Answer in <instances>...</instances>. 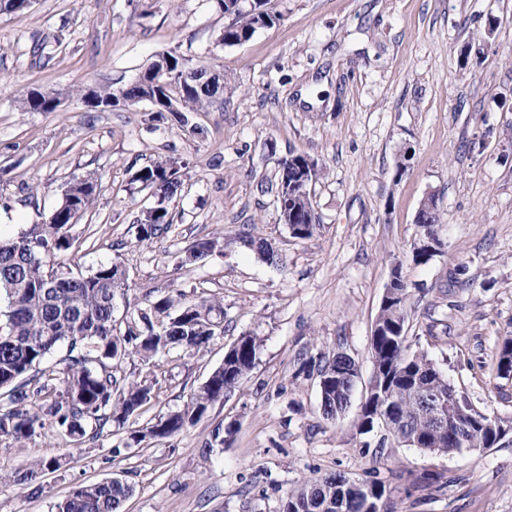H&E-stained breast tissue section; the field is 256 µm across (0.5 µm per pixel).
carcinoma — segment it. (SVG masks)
I'll list each match as a JSON object with an SVG mask.
<instances>
[{
  "label": "carcinoma",
  "instance_id": "cac0c4a2",
  "mask_svg": "<svg viewBox=\"0 0 512 512\" xmlns=\"http://www.w3.org/2000/svg\"><path fill=\"white\" fill-rule=\"evenodd\" d=\"M266 3L251 0L245 9L241 0H216L220 11L231 17L221 41L240 37L248 40L258 28L273 25L277 17L265 9ZM169 57L172 73L159 78L166 87L158 88L153 111H167V101L172 97L178 111L198 112L217 97L218 89L206 83L203 76L188 89L175 84L173 71L184 65V60L172 53ZM179 165L177 158L167 157L135 172L133 181L152 191L155 212L154 222L142 219L136 225L137 242L158 237L173 223L171 202L182 177ZM319 176L317 162L307 155L291 154L279 162L274 203L295 238L309 239L317 230L309 186ZM97 187V179L92 176L70 183V193L65 195L67 205L86 214ZM67 222L63 212L55 210L45 222L23 234L22 240L0 242V294L7 300L6 308L0 311V441L21 442L47 428H57L75 443L83 444L96 439L108 424L121 429L151 398V387L118 374L125 360H158L174 349L200 353L224 335V325L219 323L224 318L220 304L186 302L176 289L153 301L128 304L125 327L116 329L114 299L127 288L124 271L112 263L87 275L55 267L56 253L71 247ZM416 223L423 225L436 242L432 253L413 251V260L425 264L443 251L445 243L437 237L439 219L428 203L422 204ZM244 244L266 262L279 260L271 242L264 238L247 234ZM220 247L217 235L195 243L189 251L196 261ZM391 275L393 288L383 297L377 317L381 335L371 339L378 382L386 385L393 407L387 428L381 431L379 447L418 437L421 450L446 453L448 435L433 433L416 389L421 384L431 398L446 403L454 385L426 355L412 353L409 346L387 336L392 327L406 324L408 318L407 286L401 267L394 266ZM63 345L66 354L59 360V368H41ZM257 348L255 337L242 336L236 347L224 352V366L211 373L183 409L131 431L128 439L137 444L166 439L197 423L209 406L243 384L254 367ZM307 365L320 377L333 375L326 397L321 399V410L326 419L336 420L347 408L359 376L355 360L348 354L335 353L320 360L311 358ZM497 375L503 379L512 376V339L502 344ZM52 381L58 385L55 399L48 404L38 403ZM376 411L371 401H366L357 421L359 434L375 430L379 422L374 417ZM485 421L483 411L460 397L449 426L467 433L469 447L492 448L495 430L484 427ZM366 488L383 500L385 512H397L384 485L374 482ZM131 493V486L120 479L79 485L56 503L55 512H121ZM329 499L339 503V512H363L361 496L350 487L349 478L339 473L308 479L291 490L285 512H317L320 503Z\"/></svg>",
  "mask_w": 512,
  "mask_h": 512
}]
</instances>
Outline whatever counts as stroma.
<instances>
[{"label":"stroma","mask_w":512,"mask_h":512,"mask_svg":"<svg viewBox=\"0 0 512 512\" xmlns=\"http://www.w3.org/2000/svg\"><path fill=\"white\" fill-rule=\"evenodd\" d=\"M278 20L224 45L215 0H34L0 14V237L42 223L73 178L98 179L92 209L69 231L59 263L73 273L120 263L126 304L168 289L224 306V335L200 354L123 373L151 385L143 427L187 404L239 336L256 337L238 390L174 437L112 448V429L75 444L51 429L0 442V512H54L76 486L117 478L122 512H282L301 482L339 472L385 485L399 512H512V445L483 454L379 446L355 422L373 364L370 338L394 264L408 292L407 342L477 408L512 421V380L497 361L512 337V0H270ZM499 24L485 36L488 15ZM173 52L228 74L205 111L152 112L140 102L99 112L82 87L134 82ZM59 96L27 112L28 90ZM293 153L322 168L310 188L318 230L292 237L266 190ZM173 156L185 164L175 219L150 242L135 225L154 199L133 174ZM434 197L443 252L412 257L422 202ZM272 242L270 265L240 241ZM223 235V252L187 264L186 250ZM344 352L359 365L351 403L322 416L310 357ZM233 425L216 444L217 425ZM60 468H51L53 460ZM44 464L39 493L14 473Z\"/></svg>","instance_id":"35a3bbf8"}]
</instances>
